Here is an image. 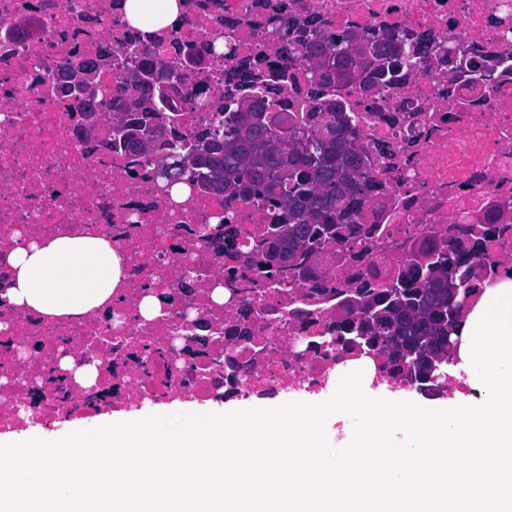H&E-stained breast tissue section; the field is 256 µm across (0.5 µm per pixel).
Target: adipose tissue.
Listing matches in <instances>:
<instances>
[{
    "label": "adipose tissue",
    "instance_id": "ef3b65f1",
    "mask_svg": "<svg viewBox=\"0 0 512 512\" xmlns=\"http://www.w3.org/2000/svg\"><path fill=\"white\" fill-rule=\"evenodd\" d=\"M132 26L161 28L177 15V0H125ZM7 262L13 279L10 303L46 316L79 317L111 304L121 281L122 256L101 237L30 241L15 237Z\"/></svg>",
    "mask_w": 512,
    "mask_h": 512
}]
</instances>
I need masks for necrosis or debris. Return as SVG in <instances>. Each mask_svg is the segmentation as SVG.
Wrapping results in <instances>:
<instances>
[{
	"label": "necrosis or debris",
	"instance_id": "1",
	"mask_svg": "<svg viewBox=\"0 0 512 512\" xmlns=\"http://www.w3.org/2000/svg\"><path fill=\"white\" fill-rule=\"evenodd\" d=\"M121 2L0 0V429L27 413L51 424L172 395L320 388L351 360L338 338L358 296L395 284L423 243L452 252L479 286L512 272V0H181L136 50ZM279 11L317 17L324 40L427 33L444 52L384 86H314L303 60L279 51ZM104 46L112 62L84 95L61 92ZM190 46L202 59L179 111L152 118L168 137L193 143L213 112L255 94L305 127L332 102L352 119L368 191L303 271L251 266L256 239L285 219L261 198L188 177L172 187L158 174L166 140L134 156L81 135L89 115L120 117L129 72L179 65ZM225 221L237 246L218 252L200 230ZM17 234L110 239L123 256L111 309L56 318L9 304L4 247ZM218 288L237 294L220 304ZM148 294L160 301L149 321ZM85 366L88 386L75 377Z\"/></svg>",
	"mask_w": 512,
	"mask_h": 512
}]
</instances>
